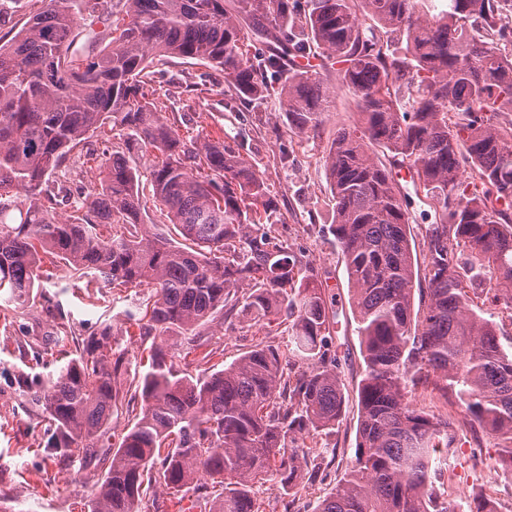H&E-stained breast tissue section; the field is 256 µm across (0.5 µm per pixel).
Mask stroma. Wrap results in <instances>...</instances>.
<instances>
[{
    "label": "stroma",
    "instance_id": "obj_1",
    "mask_svg": "<svg viewBox=\"0 0 512 512\" xmlns=\"http://www.w3.org/2000/svg\"><path fill=\"white\" fill-rule=\"evenodd\" d=\"M326 81L335 93L322 114L320 136L307 139L289 130L277 100L268 101L257 112L241 101L228 106L222 86L211 82L201 66L174 61L164 66L161 79V101L168 111L183 114L184 136L223 137L225 144L262 172L282 213L281 224L274 227L276 236L311 263L318 281L336 299L334 342L348 398L345 416L333 433L299 437L298 445L306 451L312 471L294 495H282L274 477L256 484L263 512H313L318 500L346 474L356 447L354 394L363 361L347 275L330 232L334 214L323 155L336 130L352 126L357 114L352 99L338 89L335 74H327ZM191 99L196 102L192 108L187 105ZM143 294L140 288H72L64 271L57 269L38 289L32 308L14 316L12 322L0 321V490L7 496L6 512H87L90 494L105 470L104 465L84 463L78 453L69 462H58L45 449V425L27 390L42 387L59 367L50 354L55 342L43 311L46 302L58 303L85 335L103 321H111L125 351L126 367L117 384L119 402L110 429L117 439L133 418L128 405L141 403L132 378L153 343L152 337L125 333L127 315L137 311ZM261 342L287 348V323L248 320L228 330L210 322L173 348V361L178 369L208 375ZM22 373L28 376L23 387L17 383ZM412 399L417 408L448 418L455 435L453 481L466 485L470 499L489 498L502 512H512V476L500 468L497 439L471 431L455 400L435 390L417 389Z\"/></svg>",
    "mask_w": 512,
    "mask_h": 512
}]
</instances>
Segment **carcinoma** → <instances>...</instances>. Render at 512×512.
I'll return each instance as SVG.
<instances>
[{
	"label": "carcinoma",
	"mask_w": 512,
	"mask_h": 512,
	"mask_svg": "<svg viewBox=\"0 0 512 512\" xmlns=\"http://www.w3.org/2000/svg\"><path fill=\"white\" fill-rule=\"evenodd\" d=\"M126 0L109 42L81 54L77 14L99 0H0V300L22 309L49 263L74 286L152 288L141 336L175 342L217 317L288 316L289 348L258 344L199 378L151 347L138 374L141 409L118 446L104 448L124 353L105 322L40 389L30 392L59 459L103 457L89 512H140L153 485L223 492L210 512H260L254 484L302 479L297 436L336 428L345 406L330 355L334 303L309 263L273 235L282 223L262 175L220 139H187L159 107L151 65L192 60L233 100L278 96L289 129L314 138L334 71L358 120L323 156L334 202L331 232L348 277L364 374L349 469L314 512H459L444 474L454 456L448 420L416 408L415 387L461 403L465 420L500 441L512 470V350L474 309L480 278L512 304V55L500 52L512 0ZM27 15L20 29L17 9ZM268 50L253 61L247 41ZM316 56L318 68L298 59ZM94 137L97 181L60 178ZM152 157V197L169 226L141 220L139 172ZM433 204L424 266L412 251L410 200L398 170ZM53 335L72 333L47 305ZM307 370L283 382V364Z\"/></svg>",
	"instance_id": "1"
}]
</instances>
